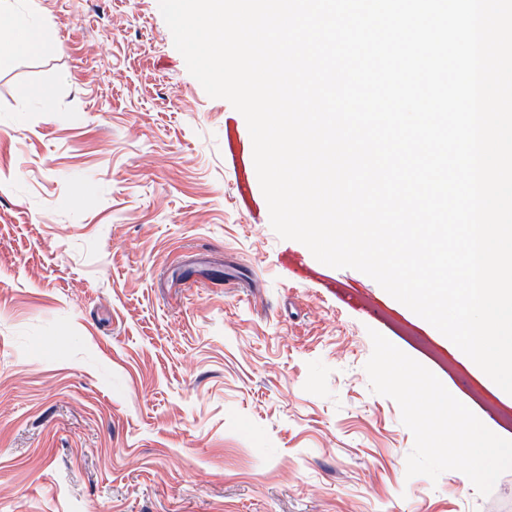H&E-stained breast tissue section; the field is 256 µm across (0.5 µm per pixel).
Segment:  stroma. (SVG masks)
<instances>
[{
    "mask_svg": "<svg viewBox=\"0 0 512 512\" xmlns=\"http://www.w3.org/2000/svg\"><path fill=\"white\" fill-rule=\"evenodd\" d=\"M11 2L50 41L0 53V512H512V471L407 477L369 333L490 430L512 395L276 234L158 0Z\"/></svg>",
    "mask_w": 512,
    "mask_h": 512,
    "instance_id": "35a3bbf8",
    "label": "stroma"
}]
</instances>
